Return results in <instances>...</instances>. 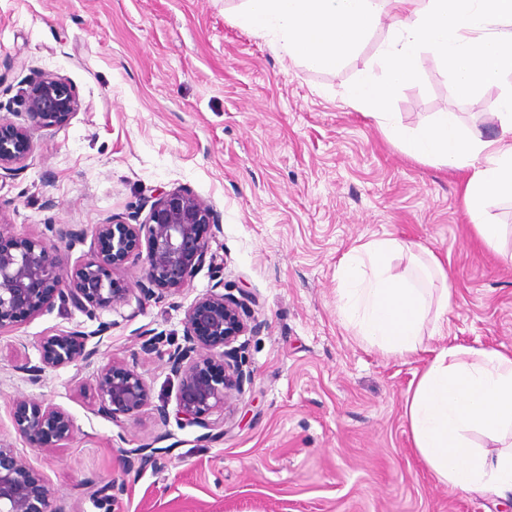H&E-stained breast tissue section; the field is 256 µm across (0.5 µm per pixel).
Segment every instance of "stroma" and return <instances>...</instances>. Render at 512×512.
<instances>
[{
  "instance_id": "stroma-1",
  "label": "stroma",
  "mask_w": 512,
  "mask_h": 512,
  "mask_svg": "<svg viewBox=\"0 0 512 512\" xmlns=\"http://www.w3.org/2000/svg\"><path fill=\"white\" fill-rule=\"evenodd\" d=\"M242 0H0V118L19 121L21 91L53 74L81 106L68 125L36 132L26 169L0 179L8 234L57 242L60 229L118 214L147 218L159 191L187 188L221 224L214 263L160 300L101 312L111 322L91 362L47 370L30 384L44 336L98 321L54 308L0 330V442L15 448L71 512H512V499L467 493L423 466L405 398L435 351L449 345L512 351V199L488 220L498 248L477 236L464 205L468 171L406 155L347 89L382 79L393 33L384 15L336 70H312L243 25ZM512 74L461 97L440 56L425 49L417 80L388 109L405 128L454 112L464 131L500 134L493 102ZM392 236L442 259L450 286L442 319L427 315L423 348L407 358L369 346L338 302L336 267L352 247ZM253 300L252 385L228 400L221 438L155 405L177 379L145 337L183 339L184 311L213 288ZM134 365L151 407L115 419L94 410L101 370ZM27 397L63 407L74 436L48 453L15 431ZM153 443L154 462L126 469L130 449ZM119 490L102 496L108 481Z\"/></svg>"
}]
</instances>
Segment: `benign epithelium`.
Masks as SVG:
<instances>
[{
  "instance_id": "1",
  "label": "benign epithelium",
  "mask_w": 512,
  "mask_h": 512,
  "mask_svg": "<svg viewBox=\"0 0 512 512\" xmlns=\"http://www.w3.org/2000/svg\"><path fill=\"white\" fill-rule=\"evenodd\" d=\"M24 122L0 120V173L15 175L27 167L33 134L66 124L80 107L72 87L62 78L46 76L25 91ZM220 227L212 208L193 193L160 191L141 224L112 216L91 229H69L64 236L73 245L92 235L94 249L69 265L68 254L39 237L4 236L0 230V330L69 306L91 318L129 301L133 288L109 272L128 263L143 262L137 287L139 302L159 300L188 285L209 254L208 234ZM183 343L165 350L166 364L178 380L176 416L203 429L214 428L209 417L224 409L233 396L252 381L244 369L245 345L239 338L260 330L246 294L210 291L185 310ZM112 323L102 322L88 334L80 330L42 338L36 364L25 361L19 370L38 383L48 369L87 362L98 354ZM94 345H89L91 339ZM150 389L135 367L108 364L97 382V413L109 418L134 417L150 404ZM17 433L32 448L60 447L74 433L71 415L62 407L30 399L15 403ZM0 512H65L53 504L42 475L0 443Z\"/></svg>"
}]
</instances>
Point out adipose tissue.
I'll return each mask as SVG.
<instances>
[{"label": "adipose tissue", "mask_w": 512, "mask_h": 512, "mask_svg": "<svg viewBox=\"0 0 512 512\" xmlns=\"http://www.w3.org/2000/svg\"><path fill=\"white\" fill-rule=\"evenodd\" d=\"M384 0H243L244 24L274 36L287 55L308 67L333 69L376 25ZM395 36L384 55L383 79L363 77L350 101L368 107L379 124L411 157L452 169L467 168L465 205L475 229L491 247L499 225L484 220L489 198L512 196V91L493 105L501 134L494 139L463 134L455 113L442 112L432 125L407 130L386 107L393 92L413 82L420 54L432 47L467 96L512 73V0H391ZM415 243L375 239L350 249L336 267L339 300L359 336L381 351L405 357L422 340L428 301L394 262L414 254ZM460 350L439 351L405 400L414 445L434 477L466 492L491 491L512 497V356L496 349L473 350V362ZM488 448H475L471 432Z\"/></svg>", "instance_id": "obj_1"}]
</instances>
